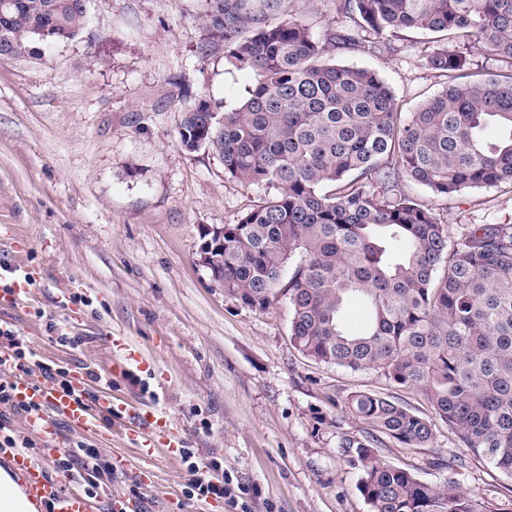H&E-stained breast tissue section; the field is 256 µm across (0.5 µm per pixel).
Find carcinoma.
Masks as SVG:
<instances>
[{"instance_id":"1","label":"carcinoma","mask_w":512,"mask_h":512,"mask_svg":"<svg viewBox=\"0 0 512 512\" xmlns=\"http://www.w3.org/2000/svg\"><path fill=\"white\" fill-rule=\"evenodd\" d=\"M203 2L210 43L259 80L227 112L203 97L188 106L182 146L276 190L224 225L226 297L255 312L287 300L304 355L422 392L460 447L512 478V224H466L452 240L402 185L443 197L512 186V69L471 72L476 46L512 64V0H336L353 27L324 41L272 21L286 0ZM85 18L86 0H0V58L71 41ZM406 30L440 35L424 60L446 86L403 119L377 72L328 54L390 51ZM352 300L370 312L358 335L344 324ZM344 407L368 427L346 447L364 462L371 512H485L452 478L427 484L371 457L384 438L429 446L431 421L366 391Z\"/></svg>"}]
</instances>
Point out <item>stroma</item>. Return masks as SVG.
<instances>
[{
	"label": "stroma",
	"instance_id": "1",
	"mask_svg": "<svg viewBox=\"0 0 512 512\" xmlns=\"http://www.w3.org/2000/svg\"><path fill=\"white\" fill-rule=\"evenodd\" d=\"M86 10L81 33L50 54L0 59V227L23 248L21 270L0 282L31 274L38 298L12 328L38 360L98 374L92 394L166 409L184 447L221 461L236 497H189L182 459L161 457L151 485L118 472L97 512L114 497L149 512H370L363 464L344 445L366 430L347 395L369 390L428 416L427 400L380 373L307 358L290 341L287 301L252 311L199 261L202 228L236 223L269 190L229 177L211 151L185 150L182 112L198 97L234 108L255 74L209 46L202 0H86ZM287 15L320 38L346 24L336 0H289ZM423 53L421 35L405 32L392 53L334 59L378 71L409 113L445 87ZM405 190L453 237L466 224L512 223L511 186ZM63 333L78 345L61 344ZM116 336L138 363L108 386ZM373 456L512 512V479L465 453L445 424L428 447L387 441Z\"/></svg>",
	"mask_w": 512,
	"mask_h": 512
}]
</instances>
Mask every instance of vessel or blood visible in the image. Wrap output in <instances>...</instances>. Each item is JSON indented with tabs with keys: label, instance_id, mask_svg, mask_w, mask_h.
<instances>
[{
	"label": "vessel or blood",
	"instance_id": "obj_1",
	"mask_svg": "<svg viewBox=\"0 0 512 512\" xmlns=\"http://www.w3.org/2000/svg\"><path fill=\"white\" fill-rule=\"evenodd\" d=\"M36 296L33 289L14 285L0 292V308L17 311L34 308ZM17 400H32L41 405L40 415L29 417L27 428L46 448L39 458H31L25 453H17L15 461L27 478L29 495L36 500L51 499L56 503L55 512H93V507L79 487V479L69 471H57L54 477H46L48 460L59 453L54 443L59 430L53 420L54 415L65 418L71 431L92 436L105 430V418H112L123 436L137 442L135 458L117 457L116 463L125 471L137 474L141 483L150 484L152 474L147 465L153 459L174 457L179 453V441L171 438L165 422L151 408H134L105 395L95 400H77L75 393L83 389L82 376L72 378V392H64L47 381L31 382L23 377H14Z\"/></svg>",
	"mask_w": 512,
	"mask_h": 512
}]
</instances>
